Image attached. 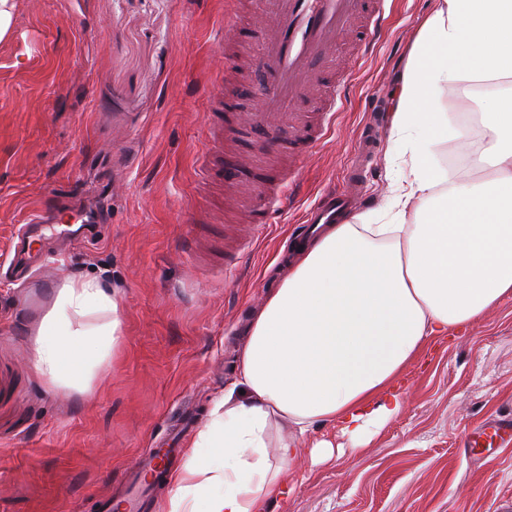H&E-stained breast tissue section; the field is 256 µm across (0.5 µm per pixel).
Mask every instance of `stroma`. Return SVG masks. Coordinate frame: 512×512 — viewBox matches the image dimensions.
Returning a JSON list of instances; mask_svg holds the SVG:
<instances>
[{
  "label": "stroma",
  "mask_w": 512,
  "mask_h": 512,
  "mask_svg": "<svg viewBox=\"0 0 512 512\" xmlns=\"http://www.w3.org/2000/svg\"><path fill=\"white\" fill-rule=\"evenodd\" d=\"M438 0H386L378 39L357 57L336 47L347 79L335 128L306 154L292 210L250 229L234 260L223 189L202 190L208 112L224 84L233 114L260 99L254 70L224 77L215 33L234 16L259 53L264 14L239 0H17L0 43V267L27 214L66 181L68 203L98 223L68 233L61 261L26 277L0 275V512H97L123 470L169 433L183 411L207 421L236 378L251 315L279 287L303 212L345 187L365 125L376 149L357 184L355 213L385 223L410 174L389 120L412 43ZM490 88H444L439 111L491 106ZM456 137L431 155L449 181L479 172ZM99 279L121 330L90 398L44 378L34 363L56 288ZM404 406L358 456L294 462L290 493L272 512H512V442L465 447L479 426L512 415V297L449 338L428 344L403 376Z\"/></svg>",
  "instance_id": "35a3bbf8"
}]
</instances>
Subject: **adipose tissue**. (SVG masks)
<instances>
[{
  "mask_svg": "<svg viewBox=\"0 0 512 512\" xmlns=\"http://www.w3.org/2000/svg\"><path fill=\"white\" fill-rule=\"evenodd\" d=\"M487 80L501 93L480 115L491 145L474 166L485 176L449 182L428 161L454 136L437 93ZM411 126L426 138L411 147L395 223L336 224L294 250L251 319L237 380L171 478L167 512H271L298 437L334 427L336 441L312 444L315 460L365 448L401 414L403 371L425 346L512 296V0H441L403 74L393 130ZM119 327L98 280H68L42 322L37 370L91 395ZM285 426L292 438H280Z\"/></svg>",
  "mask_w": 512,
  "mask_h": 512,
  "instance_id": "adipose-tissue-1",
  "label": "adipose tissue"
}]
</instances>
